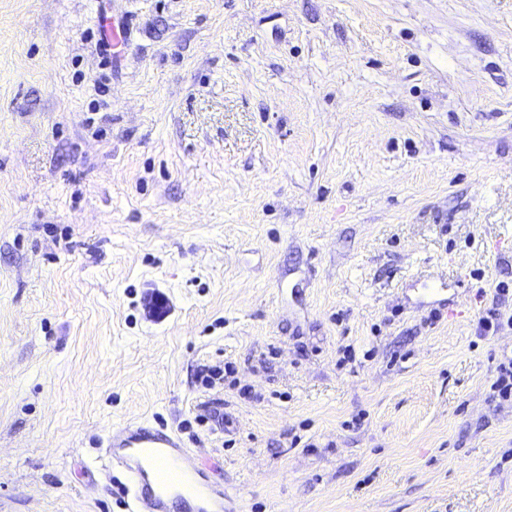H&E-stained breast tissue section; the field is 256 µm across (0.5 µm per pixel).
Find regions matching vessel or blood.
Segmentation results:
<instances>
[{
  "label": "vessel or blood",
  "mask_w": 512,
  "mask_h": 512,
  "mask_svg": "<svg viewBox=\"0 0 512 512\" xmlns=\"http://www.w3.org/2000/svg\"><path fill=\"white\" fill-rule=\"evenodd\" d=\"M106 448L133 494L135 512H172L174 489L190 477L203 491L198 504L186 512H235L223 486L211 482L209 460L192 459L171 430L141 422L124 424L113 430Z\"/></svg>",
  "instance_id": "vessel-or-blood-1"
}]
</instances>
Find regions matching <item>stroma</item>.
<instances>
[{
	"label": "stroma",
	"instance_id": "35a3bbf8",
	"mask_svg": "<svg viewBox=\"0 0 512 512\" xmlns=\"http://www.w3.org/2000/svg\"><path fill=\"white\" fill-rule=\"evenodd\" d=\"M501 281L512 0H0V512H130V421L243 512H512ZM102 26L108 33L106 37L112 43V61H119L118 49L123 46L127 34L123 22V16L120 17L112 15V20L105 18Z\"/></svg>",
	"mask_w": 512,
	"mask_h": 512
}]
</instances>
